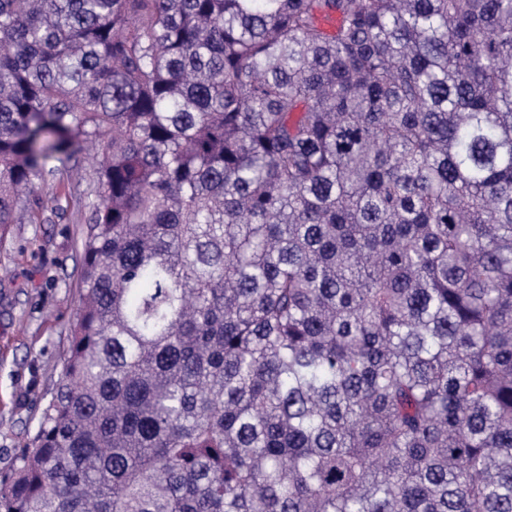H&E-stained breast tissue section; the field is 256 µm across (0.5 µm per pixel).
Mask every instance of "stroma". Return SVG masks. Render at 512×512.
<instances>
[{
    "mask_svg": "<svg viewBox=\"0 0 512 512\" xmlns=\"http://www.w3.org/2000/svg\"><path fill=\"white\" fill-rule=\"evenodd\" d=\"M83 190L74 180L46 184L41 198L61 196L64 219L11 225L0 242V476L15 465L59 381L80 308Z\"/></svg>",
    "mask_w": 512,
    "mask_h": 512,
    "instance_id": "1",
    "label": "stroma"
}]
</instances>
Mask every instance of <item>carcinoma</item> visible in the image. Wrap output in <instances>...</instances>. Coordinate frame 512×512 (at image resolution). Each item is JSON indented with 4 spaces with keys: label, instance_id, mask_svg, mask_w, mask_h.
I'll list each match as a JSON object with an SVG mask.
<instances>
[{
    "label": "carcinoma",
    "instance_id": "carcinoma-1",
    "mask_svg": "<svg viewBox=\"0 0 512 512\" xmlns=\"http://www.w3.org/2000/svg\"><path fill=\"white\" fill-rule=\"evenodd\" d=\"M88 141L0 512H512V0H0L1 236Z\"/></svg>",
    "mask_w": 512,
    "mask_h": 512
}]
</instances>
